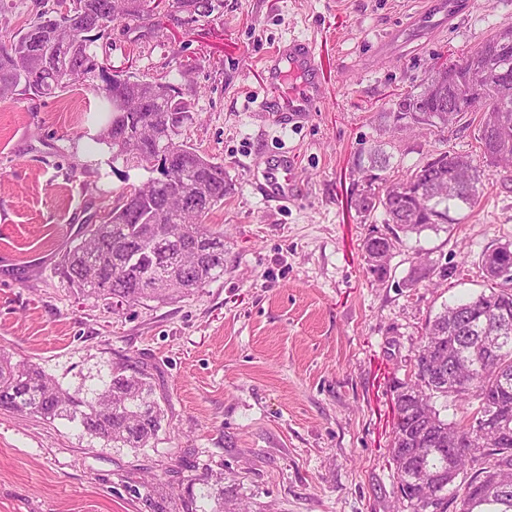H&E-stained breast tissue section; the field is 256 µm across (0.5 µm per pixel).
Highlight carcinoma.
Wrapping results in <instances>:
<instances>
[{
	"instance_id": "1",
	"label": "carcinoma",
	"mask_w": 512,
	"mask_h": 512,
	"mask_svg": "<svg viewBox=\"0 0 512 512\" xmlns=\"http://www.w3.org/2000/svg\"><path fill=\"white\" fill-rule=\"evenodd\" d=\"M215 0H167L164 17L189 25L210 17ZM156 0H40L35 18L20 32L0 40V97L20 92L51 99L73 87L77 79L99 80L93 90L99 111L108 115L97 139L112 151V160L142 167L158 176L148 179L150 196L140 186L122 193L100 223L90 225L82 244L65 251L59 276L85 300L134 306L165 302L201 288L224 274V234L211 231L204 218L232 192L224 165L200 154L172 135L171 112H195L192 74L197 63L179 64L150 79L118 75L100 66L88 33H105L118 23L128 32L154 28ZM507 25L459 60L443 67L450 84L459 78V62L482 54L491 67L502 62L497 49ZM64 34L70 43L63 56L45 48ZM480 100L465 111L481 114L480 155L441 152L406 178L391 182L379 174L380 157L363 170L355 206L368 217L377 210L393 236H370L363 244L370 273L387 276V261L402 237L436 230L448 222L450 207L473 208L479 201L486 169L512 166V110L489 125ZM410 124L448 127V113L418 95H408L389 113ZM143 123L141 143H122L117 135ZM176 137L181 147L178 169L156 153L154 140ZM208 199L202 210L183 201ZM482 270L491 282L474 297L445 305L425 325L414 355V373L395 387L397 421L389 455L407 512H448V494L459 500L458 512H512V244H496L482 255ZM434 270L421 262L403 287L432 280ZM496 354H489V348ZM453 363L452 381L435 376L433 365ZM511 376L500 381L501 373ZM110 380L91 400L64 389L30 360L14 361L0 354V409L66 419L114 448H146L162 427L164 410L145 373L127 364L109 368ZM462 405L478 403L459 421L441 416L434 399ZM473 473H468V470ZM199 494L178 496L180 507L169 512H247L224 492V476L205 470L195 478Z\"/></svg>"
}]
</instances>
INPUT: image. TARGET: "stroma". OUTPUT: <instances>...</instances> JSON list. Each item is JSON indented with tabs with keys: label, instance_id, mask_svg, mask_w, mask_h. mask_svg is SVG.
<instances>
[{
	"label": "stroma",
	"instance_id": "35a3bbf8",
	"mask_svg": "<svg viewBox=\"0 0 512 512\" xmlns=\"http://www.w3.org/2000/svg\"><path fill=\"white\" fill-rule=\"evenodd\" d=\"M427 0H222L189 27L162 22L96 43L152 77L193 60L197 116L185 135L234 183L206 218L224 234V274L171 303L112 310L58 276L62 254L118 196L149 176L97 143L106 116L89 83L53 99L0 100V353L29 359L92 397L109 367L146 370L165 419L147 448H115L64 419L0 410V512H157L155 485L183 493L204 467L250 512H394L393 387L443 303L480 292L481 255L512 242V173L493 170L478 204L404 239L385 281L368 271L353 194L358 157L378 145L399 178L440 151L477 155L479 117L393 131L382 115L512 22V0H462L450 27L419 33ZM315 39L325 98L299 123L260 109L264 61ZM291 158L299 198L268 201L254 169ZM459 276L404 287L417 256Z\"/></svg>",
	"mask_w": 512,
	"mask_h": 512
}]
</instances>
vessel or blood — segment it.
<instances>
[{
  "label": "vessel or blood",
  "instance_id": "obj_1",
  "mask_svg": "<svg viewBox=\"0 0 512 512\" xmlns=\"http://www.w3.org/2000/svg\"><path fill=\"white\" fill-rule=\"evenodd\" d=\"M461 0H431L429 10L420 16L418 24L429 30L452 22L459 14ZM265 70L273 86H281L285 79L299 76L295 91L284 100L289 118L295 119L305 112L317 111L324 93L316 45L309 39H291L278 46L268 60ZM263 194L271 201L287 200L295 193V185L288 173L287 160L272 161L268 177L262 185Z\"/></svg>",
  "mask_w": 512,
  "mask_h": 512
}]
</instances>
